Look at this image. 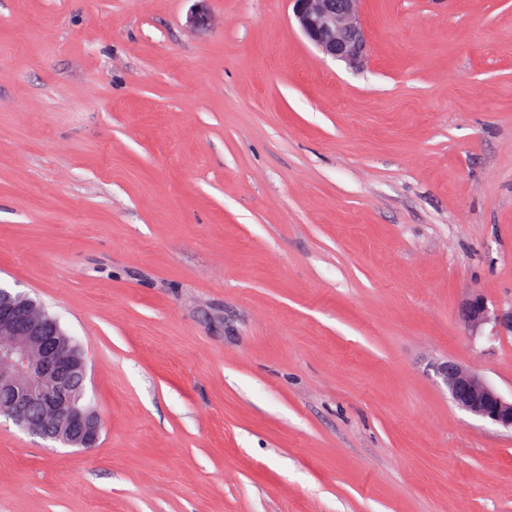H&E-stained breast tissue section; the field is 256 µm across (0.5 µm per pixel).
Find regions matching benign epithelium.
<instances>
[{
  "mask_svg": "<svg viewBox=\"0 0 512 512\" xmlns=\"http://www.w3.org/2000/svg\"><path fill=\"white\" fill-rule=\"evenodd\" d=\"M305 37L326 57L349 65L369 51L359 22L361 0H291ZM462 323L477 330L492 323L512 333V308L491 309L480 294L460 307ZM0 418L45 440L80 449L94 447L101 420L83 401L87 364L82 349L57 317L22 292L0 287ZM459 409L512 431V398L478 373L452 360L431 363Z\"/></svg>",
  "mask_w": 512,
  "mask_h": 512,
  "instance_id": "obj_1",
  "label": "benign epithelium"
}]
</instances>
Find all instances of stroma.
Masks as SVG:
<instances>
[{
  "instance_id": "35a3bbf8",
  "label": "stroma",
  "mask_w": 512,
  "mask_h": 512,
  "mask_svg": "<svg viewBox=\"0 0 512 512\" xmlns=\"http://www.w3.org/2000/svg\"><path fill=\"white\" fill-rule=\"evenodd\" d=\"M0 0V286L88 365L96 447L0 423V512H512V0ZM291 2L302 33L325 57L356 65L368 54V40L358 18L361 0ZM460 318L465 326L473 330L493 323L496 328L512 333V307L509 310L490 309L480 294H473L462 302ZM430 366L455 406L512 432V397L505 398L478 373L456 361L437 360Z\"/></svg>"
}]
</instances>
